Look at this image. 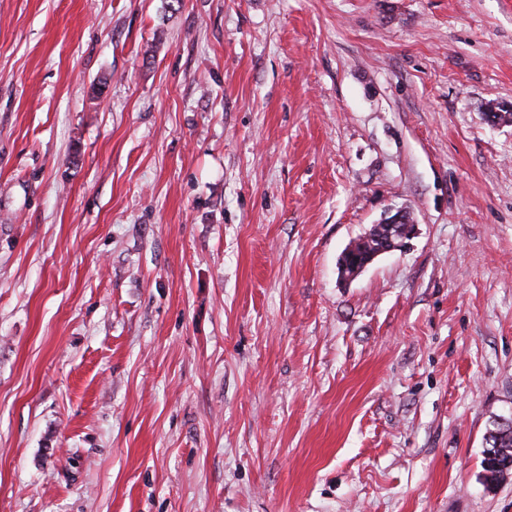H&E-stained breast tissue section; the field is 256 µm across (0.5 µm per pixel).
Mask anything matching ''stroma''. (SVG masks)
Masks as SVG:
<instances>
[{
  "label": "stroma",
  "instance_id": "1",
  "mask_svg": "<svg viewBox=\"0 0 512 512\" xmlns=\"http://www.w3.org/2000/svg\"><path fill=\"white\" fill-rule=\"evenodd\" d=\"M505 111L512 0H0V512H512ZM378 228L384 232L386 239L382 240L380 246L377 247L376 251L372 253V260L380 255L391 252L397 248L404 246L405 240H409L415 234V226L410 215L404 210H396L395 213L388 212L378 222ZM354 247H350L343 255L340 262V267L343 272V276L346 279L357 276L367 264L372 260L360 265L356 263L350 265L349 261L352 259L351 252ZM351 268V272L347 270ZM485 440L489 447L483 451L484 479L489 484H497L512 472V419L497 422ZM493 449L496 458L489 455Z\"/></svg>",
  "mask_w": 512,
  "mask_h": 512
}]
</instances>
